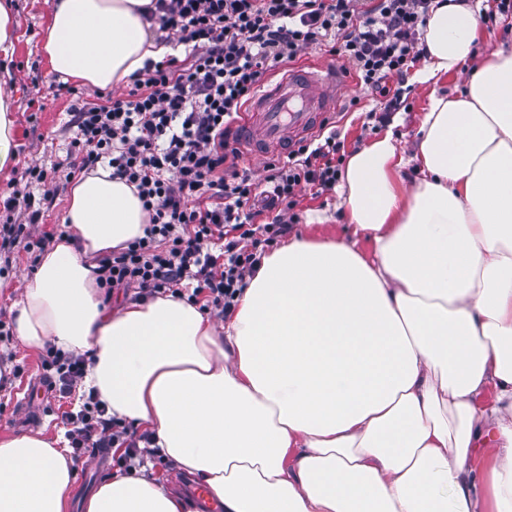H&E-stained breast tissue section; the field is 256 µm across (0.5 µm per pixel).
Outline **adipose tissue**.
Returning <instances> with one entry per match:
<instances>
[{"label": "adipose tissue", "instance_id": "ef3b65f1", "mask_svg": "<svg viewBox=\"0 0 512 512\" xmlns=\"http://www.w3.org/2000/svg\"><path fill=\"white\" fill-rule=\"evenodd\" d=\"M150 3L52 0L50 68L102 91L129 82L169 52ZM481 33L479 0H434L412 158L389 133L352 153L337 188L347 234L302 232L264 254L222 325L171 293L108 312L93 258L142 237L147 214L99 166L71 189L70 237L12 306L16 335L90 354L84 391L222 512H512V50L492 51L465 91L438 90ZM73 472L58 441L0 438V512H66ZM184 509L145 475L103 482L86 505Z\"/></svg>", "mask_w": 512, "mask_h": 512}]
</instances>
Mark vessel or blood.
Wrapping results in <instances>:
<instances>
[{"label": "vessel or blood", "mask_w": 512, "mask_h": 512, "mask_svg": "<svg viewBox=\"0 0 512 512\" xmlns=\"http://www.w3.org/2000/svg\"><path fill=\"white\" fill-rule=\"evenodd\" d=\"M342 81V70L333 65L289 68L250 102L247 119L239 126L242 149L256 157L320 130L335 108L334 91Z\"/></svg>", "instance_id": "1"}]
</instances>
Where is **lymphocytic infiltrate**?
Wrapping results in <instances>:
<instances>
[{"instance_id": "f902f5d3", "label": "lymphocytic infiltrate", "mask_w": 512, "mask_h": 512, "mask_svg": "<svg viewBox=\"0 0 512 512\" xmlns=\"http://www.w3.org/2000/svg\"><path fill=\"white\" fill-rule=\"evenodd\" d=\"M432 0H152L147 13L158 43L184 45L185 58L147 62L126 97L91 105L75 97L78 135L70 167L101 163L134 185L148 215L144 235L100 261L97 283L135 288L148 297L190 283L191 302L230 312L260 257L259 247L288 230L298 188L333 189L343 143L337 133L303 144L287 161L270 159L263 184L238 170L232 124L268 71L313 44L343 59L385 111L403 103L401 84L416 62ZM271 213L265 238L256 217ZM88 363L47 346L43 367L60 395L71 394ZM75 457L116 448L142 458L135 434L119 428L105 405L88 397L66 417Z\"/></svg>"}]
</instances>
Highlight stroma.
I'll return each instance as SVG.
<instances>
[{
  "label": "stroma",
  "mask_w": 512,
  "mask_h": 512,
  "mask_svg": "<svg viewBox=\"0 0 512 512\" xmlns=\"http://www.w3.org/2000/svg\"><path fill=\"white\" fill-rule=\"evenodd\" d=\"M16 17V39L11 61L0 59V69L8 68L9 79L1 88L10 93L15 105L18 130V163L8 173L0 174V225L29 224L31 234L51 230L62 223L68 204L71 184L70 151L76 136L69 107L73 97L69 85L51 71L41 50V32L50 17V0H11ZM512 47V17L484 18L482 35L472 56L462 68L463 76L441 84L445 93L464 87V76L479 68L491 50ZM349 87L343 95L345 105L335 125L345 139L346 153H353L373 139L393 133L403 153H411L418 140L421 117L427 105L431 86L407 80L402 92L403 104L385 119L375 116L381 104L378 96L360 85L356 75H349ZM43 169L45 183L31 180L29 167ZM31 195L40 208L39 224L29 222V213L22 208L6 210L5 201L13 195ZM296 224L290 233L307 232L317 239L344 235L347 219L336 191L317 192L307 186L297 194ZM41 251H29L25 238H18L10 247L0 250V367L10 369L7 382H0V437L22 434L55 439L64 435L63 413L78 411L79 394L62 398L46 394L39 416L22 417L18 403L23 388L42 378L43 348L25 345L13 330L11 305L17 300L25 280L37 268ZM76 472L70 493L69 512H84L83 503L108 477L118 474L112 461H104L100 469H92L90 456L75 463Z\"/></svg>",
  "instance_id": "35a3bbf8"
}]
</instances>
